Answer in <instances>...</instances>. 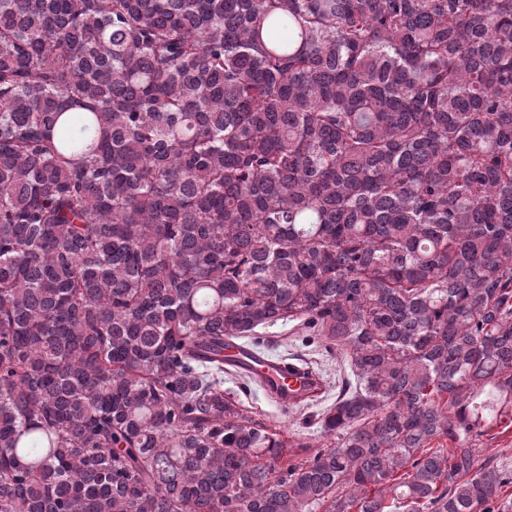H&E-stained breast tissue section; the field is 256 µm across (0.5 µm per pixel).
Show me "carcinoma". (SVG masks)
Here are the masks:
<instances>
[{"label": "carcinoma", "instance_id": "cac0c4a2", "mask_svg": "<svg viewBox=\"0 0 512 512\" xmlns=\"http://www.w3.org/2000/svg\"><path fill=\"white\" fill-rule=\"evenodd\" d=\"M356 378L288 464L224 347ZM512 0H0V512H512ZM473 448H480V459H490L503 469L512 471V422L509 417L490 424L481 436H473Z\"/></svg>", "mask_w": 512, "mask_h": 512}]
</instances>
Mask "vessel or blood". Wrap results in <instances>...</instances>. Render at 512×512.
<instances>
[{
  "label": "vessel or blood",
  "mask_w": 512,
  "mask_h": 512,
  "mask_svg": "<svg viewBox=\"0 0 512 512\" xmlns=\"http://www.w3.org/2000/svg\"><path fill=\"white\" fill-rule=\"evenodd\" d=\"M224 356L237 367L260 379L264 390L279 403L287 405L296 397L309 393L311 375L307 370L255 348L236 345Z\"/></svg>",
  "instance_id": "obj_1"
}]
</instances>
